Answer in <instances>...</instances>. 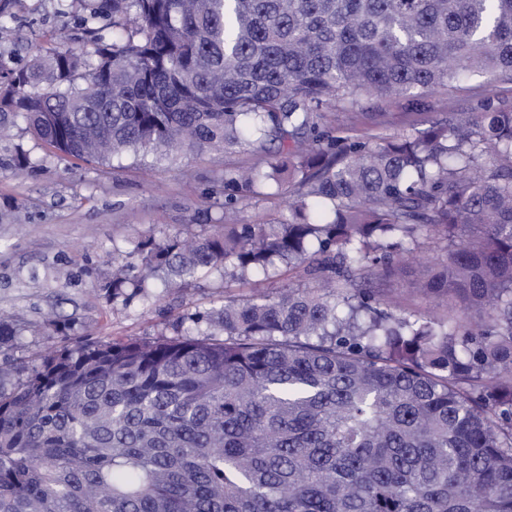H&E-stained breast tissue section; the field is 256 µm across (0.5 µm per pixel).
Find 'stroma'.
<instances>
[{
	"label": "stroma",
	"mask_w": 512,
	"mask_h": 512,
	"mask_svg": "<svg viewBox=\"0 0 512 512\" xmlns=\"http://www.w3.org/2000/svg\"><path fill=\"white\" fill-rule=\"evenodd\" d=\"M92 2L12 0L19 38L1 42L0 53L21 66L36 52L78 37L79 18ZM491 103L512 104V83L475 74L418 107L401 96L355 109L328 107L320 129L373 142L440 112H480ZM21 153L31 165L16 177L12 163ZM262 163L247 150L63 160L16 123L0 140V311L23 327L15 357L27 362L50 343L86 335L149 340L177 324L191 327L195 313L219 307L224 279L218 272L176 287L159 281L126 301L113 299L101 283L111 278L118 254L142 236L207 234L224 218L225 168ZM439 254L432 249L387 282L397 303L428 308L422 285Z\"/></svg>",
	"instance_id": "stroma-1"
}]
</instances>
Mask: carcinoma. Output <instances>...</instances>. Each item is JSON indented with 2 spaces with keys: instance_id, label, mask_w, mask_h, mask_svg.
I'll return each instance as SVG.
<instances>
[{
  "instance_id": "carcinoma-1",
  "label": "carcinoma",
  "mask_w": 512,
  "mask_h": 512,
  "mask_svg": "<svg viewBox=\"0 0 512 512\" xmlns=\"http://www.w3.org/2000/svg\"><path fill=\"white\" fill-rule=\"evenodd\" d=\"M80 27L0 59V129L103 162L266 154L224 170L222 229L139 239L104 284L250 291L194 335L27 364L1 317L0 512H512V105L375 144L318 132L331 105L512 81V0H98ZM265 186L288 208L254 222ZM427 240L439 319L366 283Z\"/></svg>"
}]
</instances>
